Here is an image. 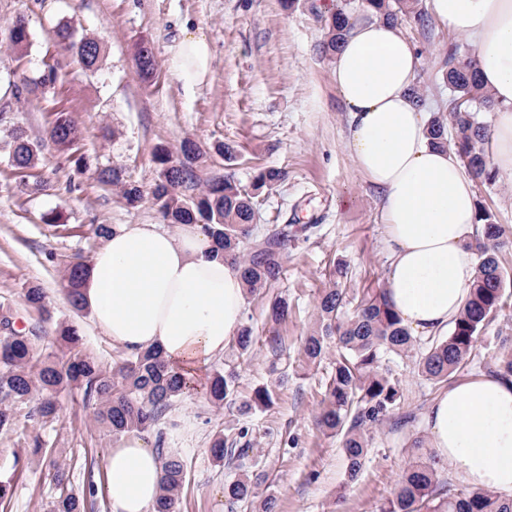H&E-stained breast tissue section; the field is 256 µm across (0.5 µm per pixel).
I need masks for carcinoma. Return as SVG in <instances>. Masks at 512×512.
Here are the masks:
<instances>
[{
	"instance_id": "carcinoma-1",
	"label": "carcinoma",
	"mask_w": 512,
	"mask_h": 512,
	"mask_svg": "<svg viewBox=\"0 0 512 512\" xmlns=\"http://www.w3.org/2000/svg\"><path fill=\"white\" fill-rule=\"evenodd\" d=\"M418 0H363L365 8H373L386 19L398 20V14L412 13ZM347 13L339 11L326 22L324 52L336 51L347 27ZM6 39L14 50L30 45L26 23L18 18L4 28ZM55 45L74 55L87 70L98 69L104 58L102 43L93 38L74 39L72 27L58 26ZM138 74L145 80L154 77V54L145 46L136 54ZM453 98L448 115H435L427 123L430 143L436 147H452L466 171L481 183H494L498 173L488 161L489 127L479 112L491 107L490 98L481 90L474 60L453 56L443 74ZM59 81L55 64H45L35 78L24 81L31 92L46 95L54 92ZM453 128V143H448V128ZM81 131L64 114H59L49 130V138L58 147L71 150L79 141ZM203 151L194 142L185 141L180 155L158 146L153 161L159 178L146 191L141 186L124 182L116 168L96 170L97 179L120 188L130 207L150 199L166 224H200L214 247L235 262L247 284L249 293L269 288L281 277L288 245L299 229L284 224L261 237H251L253 198L255 192L273 189L285 180L286 172L265 168L256 177L252 190L240 186L225 174L202 182L196 163ZM37 145L21 129L13 133L11 166L23 173L35 167ZM482 221L481 235L475 238L478 274L469 299L448 335L435 337L423 352L416 367L419 375L436 386L459 376L480 358L478 335L482 328L505 307L507 279L512 277L500 258L504 229L486 209L478 210ZM87 262L82 257L66 265L62 288L71 304L82 310L81 288ZM340 280L319 296V329L305 337L300 360L307 366H318L330 359V371L316 413L321 433L340 439L347 461V481L358 479L370 453L375 433L394 416L405 400L396 359L412 357L418 344L417 335L390 306L381 288L351 290L342 287L346 269L337 267ZM27 306L37 312L40 322L50 324L51 314L41 288L24 289ZM14 315L8 308L0 309V431L15 425L16 404L34 401L30 416L47 423L58 417L57 397L64 391L82 394L92 408V420L111 435L125 433L162 434L158 428L164 412L189 393L186 379L170 368L157 350L128 354L106 369L88 354L79 343L74 327L57 331L56 342L61 352L50 351L40 358L31 356L33 337L14 329ZM336 341V352L330 353V342ZM256 343L251 326L241 327L235 345L242 354L253 351ZM499 350L484 362L491 375L512 377V336H501ZM237 375L228 371L214 373L208 387L211 402L216 406L232 400ZM272 395L265 387L238 406L247 415L258 407H268ZM32 455L49 468L59 494L48 505V512H84V499L68 489L69 471L51 448L40 445ZM187 478L184 461L176 455L163 459L164 493L153 505V512H175ZM224 494L233 502L254 505L255 512H276L277 500L271 494L260 496L258 482L243 475L224 486ZM380 512H512V498L490 490L462 486L440 487L439 476L432 462H418L402 473L392 497Z\"/></svg>"
}]
</instances>
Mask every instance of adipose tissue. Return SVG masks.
Returning a JSON list of instances; mask_svg holds the SVG:
<instances>
[{"instance_id":"1","label":"adipose tissue","mask_w":512,"mask_h":512,"mask_svg":"<svg viewBox=\"0 0 512 512\" xmlns=\"http://www.w3.org/2000/svg\"><path fill=\"white\" fill-rule=\"evenodd\" d=\"M434 17L475 46L483 91L496 106L489 156L512 174V0H430ZM422 64L392 22L350 19L332 78L348 114L346 146L381 196L389 265L384 289L404 325L429 336L454 325L477 276L473 180L431 146L411 89ZM247 287L201 225L113 228L87 266L82 304L113 347L155 349L187 380L222 356L243 324ZM430 445L471 487L512 496V379L449 386L424 414ZM162 460L136 434L108 449L112 512H148L162 494Z\"/></svg>"}]
</instances>
